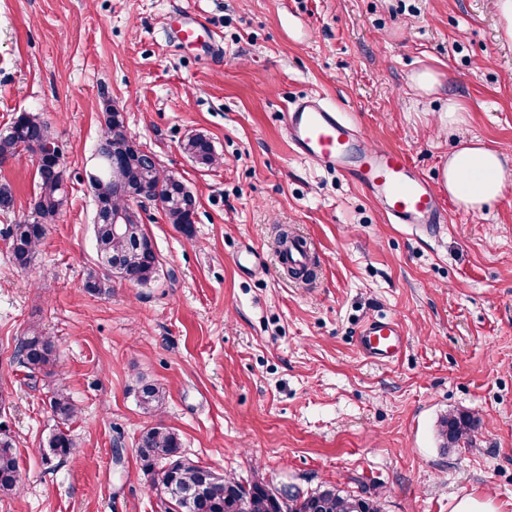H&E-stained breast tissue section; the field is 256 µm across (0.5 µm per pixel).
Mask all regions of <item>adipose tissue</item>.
<instances>
[{
    "label": "adipose tissue",
    "mask_w": 512,
    "mask_h": 512,
    "mask_svg": "<svg viewBox=\"0 0 512 512\" xmlns=\"http://www.w3.org/2000/svg\"><path fill=\"white\" fill-rule=\"evenodd\" d=\"M504 174L498 153L472 143L449 159L444 179L449 193L465 208L475 210L500 196Z\"/></svg>",
    "instance_id": "ef3b65f1"
}]
</instances>
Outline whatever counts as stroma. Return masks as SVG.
<instances>
[{"instance_id":"35a3bbf8","label":"stroma","mask_w":512,"mask_h":512,"mask_svg":"<svg viewBox=\"0 0 512 512\" xmlns=\"http://www.w3.org/2000/svg\"><path fill=\"white\" fill-rule=\"evenodd\" d=\"M180 15L202 21L221 55L175 45ZM424 70L440 80L429 94L412 82ZM303 94L436 185L479 142L506 161L503 192L476 211L446 198L433 237L386 223L361 189L291 153L282 114ZM105 97L197 204L189 235L146 204L155 280L115 279L94 296L87 175ZM25 111L62 149L69 200L17 270L9 231L31 215L35 157L0 164L14 194L0 210V424L21 475L0 512H161L136 448L157 424L184 458L242 481L363 491L382 512H453L468 496L512 512V40L496 0H0V132ZM195 134L212 166L182 151ZM284 226L315 247L311 283L278 263ZM249 245L260 263L239 268ZM382 318L405 333L390 364L358 346ZM33 329L56 360L31 375L14 349ZM142 380L166 389L155 414L137 402ZM58 387L80 409L66 428L76 448L48 464ZM458 411L476 436L447 454L439 423Z\"/></svg>"}]
</instances>
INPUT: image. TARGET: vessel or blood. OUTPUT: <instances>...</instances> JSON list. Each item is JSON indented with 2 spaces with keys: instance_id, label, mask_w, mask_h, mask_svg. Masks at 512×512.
<instances>
[{
  "instance_id": "obj_1",
  "label": "vessel or blood",
  "mask_w": 512,
  "mask_h": 512,
  "mask_svg": "<svg viewBox=\"0 0 512 512\" xmlns=\"http://www.w3.org/2000/svg\"><path fill=\"white\" fill-rule=\"evenodd\" d=\"M284 128L296 156L347 177L376 203L388 223L429 234L447 223L441 195L408 155L391 147H363L356 124L321 97L293 100L284 114ZM277 257L287 270L310 264L311 244L306 238L289 236L279 245ZM403 336L397 321L373 320L364 327L359 347L366 357L389 363L401 349Z\"/></svg>"
}]
</instances>
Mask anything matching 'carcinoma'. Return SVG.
Here are the masks:
<instances>
[{"label":"carcinoma","instance_id":"obj_1","mask_svg":"<svg viewBox=\"0 0 512 512\" xmlns=\"http://www.w3.org/2000/svg\"><path fill=\"white\" fill-rule=\"evenodd\" d=\"M104 118L102 139L122 134L123 116L114 111L110 101L104 104ZM50 142H54V138L41 115L22 112L0 133V162L14 157L23 144L43 147ZM182 149L197 164L215 163L213 146L202 134L188 137ZM96 155L97 168L88 173L87 178L96 205L103 206L96 210L93 224L100 271L89 274L85 289L92 294L105 293L114 278L146 285L158 274V255L136 211L143 203L117 191V181L124 178L134 185H147L152 201L161 205L169 222L187 233L194 224L195 208L189 205L193 194L176 175L161 170L154 153L138 146L112 154L99 147ZM36 174L38 191L33 200L32 218L14 225L10 231V260L20 271L31 265L48 226L57 222L68 204L66 165L60 148L38 159ZM108 213L120 214V223H108ZM16 357L30 372L41 371L54 361V345L49 337L33 332L20 339ZM138 395L139 404L147 413L158 411L165 401L164 388L155 383L142 385ZM49 405L62 425L78 413L70 394L63 388L52 390ZM440 426L441 448L446 452L468 445L476 429L474 418L465 412L442 418ZM15 448L12 435L0 428V492L12 491L19 485ZM48 448L45 461L49 463L54 457L70 454L75 445L69 435L58 428L50 437ZM138 457L144 474L162 479L158 496L164 512H181L183 496L190 490L195 492L191 512H272L271 487L264 480L256 478L243 484L225 477L218 484L205 482L212 469L182 459L178 434L161 424L141 433ZM284 512H380V509L370 497L327 486L301 497H290Z\"/></svg>","mask_w":512,"mask_h":512}]
</instances>
